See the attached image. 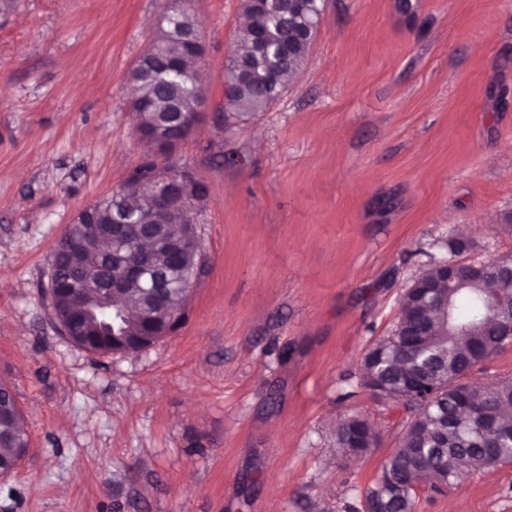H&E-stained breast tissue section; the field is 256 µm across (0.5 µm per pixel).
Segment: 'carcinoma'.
<instances>
[{
	"mask_svg": "<svg viewBox=\"0 0 512 512\" xmlns=\"http://www.w3.org/2000/svg\"><path fill=\"white\" fill-rule=\"evenodd\" d=\"M245 10L249 23L238 32L222 75L226 112H263L282 97L308 57L314 38L306 36V31L321 16L323 0H304L292 14L283 12L277 0L263 5L245 0ZM259 32L266 35L267 47L257 54L252 43ZM148 52L138 60L145 65V74L138 80V95L132 102L137 128L160 122L174 127L195 107L196 79L181 80L179 108H174L173 93L160 72L177 53V45L162 30ZM167 174L176 175L178 169H158L149 156L110 195L95 202L94 219L101 224L112 223L113 212H124L123 248H116L109 239H87L80 251L58 259L57 306L63 315L82 320L86 330L110 336L112 319L85 314L72 305L69 293L61 292L70 287L68 268L79 271L87 303H105L99 285L105 279L124 277L128 258L141 247L140 220L150 213L152 184ZM154 218L156 239L151 253L168 285V307L183 310L197 255L188 249L172 256L170 242L181 237L183 225L168 212H157ZM497 279L498 290L489 291L485 279L469 275L463 267L457 279L438 288V296L448 303L450 321L442 318L439 308L427 307L434 325L433 335L425 337L423 357H417L409 344L414 324L402 319L392 336L363 354L368 374L385 381L392 390L389 399L411 413L401 447L385 460L380 476L365 492L364 504H373L378 512H413L417 490L424 485L433 488L438 481L458 486L474 471L512 462V437L504 435L512 420L502 417V410L512 407V383H475L463 374V369L473 372L512 341V256L500 258ZM112 300L126 311V326L139 329L146 304L143 288L130 282ZM462 399L468 414L460 408ZM27 441L22 415L6 396L0 410V466L12 468L18 458L15 443Z\"/></svg>",
	"mask_w": 512,
	"mask_h": 512,
	"instance_id": "cac0c4a2",
	"label": "carcinoma"
}]
</instances>
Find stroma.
<instances>
[{"instance_id":"stroma-1","label":"stroma","mask_w":512,"mask_h":512,"mask_svg":"<svg viewBox=\"0 0 512 512\" xmlns=\"http://www.w3.org/2000/svg\"><path fill=\"white\" fill-rule=\"evenodd\" d=\"M411 2L325 0L280 100L225 127L244 0H191L207 112L167 162L209 187L204 260L173 334L104 356L60 334L42 284L65 225L152 152L128 73L172 0L0 17V381L28 434L0 512H359L410 419L362 354L449 240L463 262L512 253V0ZM354 414L377 444L346 461ZM415 512H512V464Z\"/></svg>"}]
</instances>
